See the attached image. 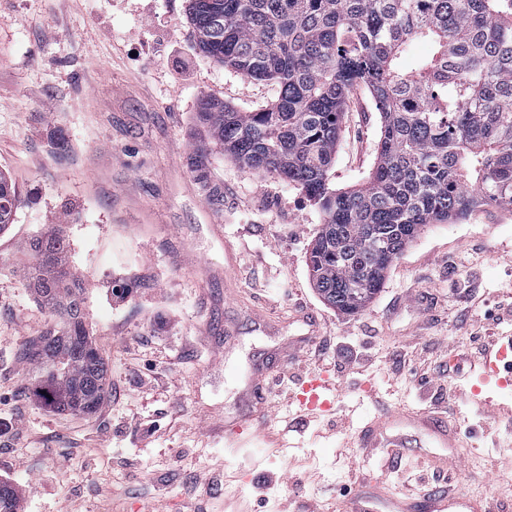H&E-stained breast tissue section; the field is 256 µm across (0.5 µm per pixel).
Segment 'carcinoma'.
<instances>
[{
  "label": "carcinoma",
  "mask_w": 512,
  "mask_h": 512,
  "mask_svg": "<svg viewBox=\"0 0 512 512\" xmlns=\"http://www.w3.org/2000/svg\"><path fill=\"white\" fill-rule=\"evenodd\" d=\"M198 51L224 68L273 80L277 100L241 112L202 97L191 172L208 201H224L210 157L299 186L323 216L311 242L314 287L354 315L429 224H456L491 204L512 205V0H188ZM435 52L406 71L415 41ZM368 87L380 112L377 161L347 189L330 172L349 91ZM20 203L0 174V230ZM24 278L55 328L25 343L47 402L90 414L107 370L89 337L80 279L69 268L62 227L26 244ZM19 495L0 481V512Z\"/></svg>",
  "instance_id": "carcinoma-1"
}]
</instances>
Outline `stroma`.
Listing matches in <instances>:
<instances>
[{
	"label": "stroma",
	"instance_id": "1",
	"mask_svg": "<svg viewBox=\"0 0 512 512\" xmlns=\"http://www.w3.org/2000/svg\"><path fill=\"white\" fill-rule=\"evenodd\" d=\"M279 95L273 81L230 72L199 53L187 0H0V171L20 206L0 233V480L19 512H326L339 489L452 473L460 495L512 512L488 461H512V385L489 387L504 410L478 408L461 380L476 366L471 335L512 339V207L489 205L459 224L426 227L389 267L365 308L345 315L316 293L310 244L322 222L304 193L232 159L211 157L224 201L211 205L188 168L193 115L209 96L249 112ZM62 131L70 150L48 152ZM381 118L356 87L331 179L362 183L377 159ZM66 228L69 266L84 288L92 340L108 370L97 411L47 405L20 355L51 313L22 277L23 247ZM332 348L334 412L304 420L291 399L257 388L258 371L306 376L292 354L319 334ZM417 338L429 383L400 354ZM446 416L459 445L406 429L389 458L356 436L374 416ZM270 416L243 444L226 431Z\"/></svg>",
	"mask_w": 512,
	"mask_h": 512
}]
</instances>
